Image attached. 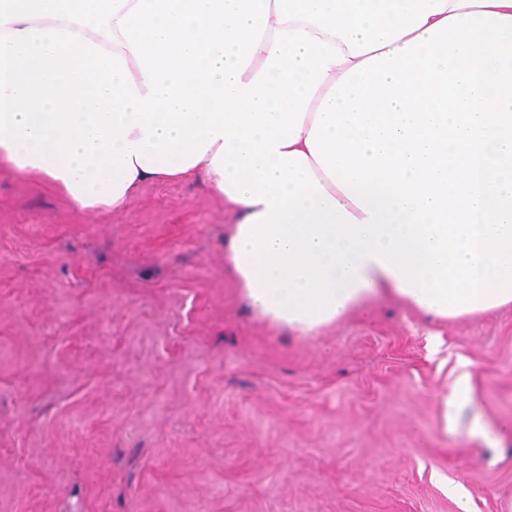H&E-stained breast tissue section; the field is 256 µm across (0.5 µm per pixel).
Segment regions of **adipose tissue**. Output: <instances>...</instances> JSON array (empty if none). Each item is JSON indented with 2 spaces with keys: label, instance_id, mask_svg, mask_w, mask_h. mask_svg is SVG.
Returning <instances> with one entry per match:
<instances>
[{
  "label": "adipose tissue",
  "instance_id": "adipose-tissue-1",
  "mask_svg": "<svg viewBox=\"0 0 512 512\" xmlns=\"http://www.w3.org/2000/svg\"><path fill=\"white\" fill-rule=\"evenodd\" d=\"M0 166L79 210L205 182L254 314L512 305V0H0Z\"/></svg>",
  "mask_w": 512,
  "mask_h": 512
}]
</instances>
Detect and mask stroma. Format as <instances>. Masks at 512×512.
Returning <instances> with one entry per match:
<instances>
[{
  "mask_svg": "<svg viewBox=\"0 0 512 512\" xmlns=\"http://www.w3.org/2000/svg\"><path fill=\"white\" fill-rule=\"evenodd\" d=\"M234 221L201 182L92 214L0 168V512H512L477 429L512 419V307L297 336L227 272Z\"/></svg>",
  "mask_w": 512,
  "mask_h": 512,
  "instance_id": "obj_1",
  "label": "stroma"
}]
</instances>
